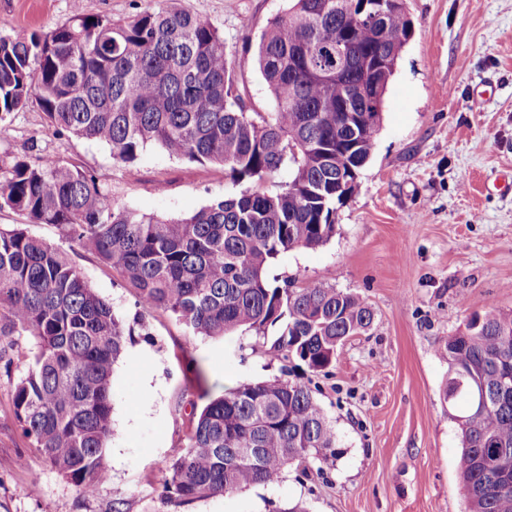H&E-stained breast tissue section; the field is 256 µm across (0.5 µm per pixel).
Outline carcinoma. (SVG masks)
<instances>
[{"label":"carcinoma","instance_id":"obj_1","mask_svg":"<svg viewBox=\"0 0 512 512\" xmlns=\"http://www.w3.org/2000/svg\"><path fill=\"white\" fill-rule=\"evenodd\" d=\"M373 0H290L261 33L256 62L273 111L250 114L233 77L224 36L188 9L144 12L114 24L78 12L41 37L0 35V121L35 96L49 123L104 143L125 166L156 143L169 154L224 168L240 187L194 215L166 219L119 207L96 178L51 155L0 173V210L52 224L72 251L96 255L134 290L133 325L88 284L59 247L22 225L0 228V362L13 366V337L36 352L15 388L12 413L46 462L86 494L109 478L112 376L134 326L157 311L193 336L241 328L313 374H328L346 340L374 323L351 292L322 283L277 284L279 255L312 249L336 233L338 168L361 172L381 112L351 97L366 60L394 74L412 21L402 7L372 27ZM352 43L346 82L317 72L342 40ZM367 116L356 139L345 104ZM331 154L319 162L315 146ZM277 191L262 185L281 170ZM448 382L466 412L455 416L458 470L470 512H512L496 486L512 472V313L490 304L443 346ZM280 377L225 389L189 414L186 444L164 479L182 505L278 482L289 465L327 463L336 431L309 385Z\"/></svg>","mask_w":512,"mask_h":512}]
</instances>
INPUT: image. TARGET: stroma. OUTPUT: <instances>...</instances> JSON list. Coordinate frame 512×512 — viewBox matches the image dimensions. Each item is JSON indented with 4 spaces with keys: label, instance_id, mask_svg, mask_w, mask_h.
<instances>
[{
    "label": "stroma",
    "instance_id": "35a3bbf8",
    "mask_svg": "<svg viewBox=\"0 0 512 512\" xmlns=\"http://www.w3.org/2000/svg\"><path fill=\"white\" fill-rule=\"evenodd\" d=\"M288 0H0V34H49L76 12L127 23L147 11L186 8L224 36L247 111H272L254 64L268 20ZM414 30L382 105L381 128L360 185L336 211L324 245L279 256L270 278L327 283L375 311L329 375L292 369L332 421L339 454L287 467L282 479L181 506L163 479L185 445L192 404L242 382L280 375L283 362L253 331L189 335L156 312L114 366L109 480L86 494L28 445L11 400L34 340L20 336L11 372L0 369V512H469L459 430L443 399L442 347L468 318L495 305L512 313V0H406ZM52 154L94 175L115 204L179 219L232 193L222 167L148 145L130 166L106 144L58 131L36 98L0 122V166ZM74 261L116 315L135 297L89 253ZM203 371L195 378L188 359Z\"/></svg>",
    "mask_w": 512,
    "mask_h": 512
}]
</instances>
